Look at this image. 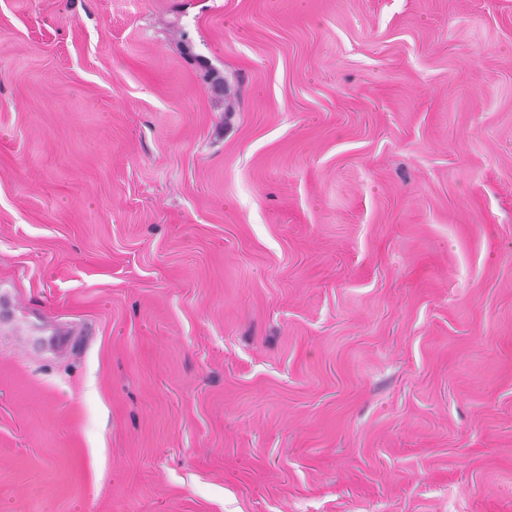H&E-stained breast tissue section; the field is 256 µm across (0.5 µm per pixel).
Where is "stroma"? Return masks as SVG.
<instances>
[{
    "label": "stroma",
    "instance_id": "obj_1",
    "mask_svg": "<svg viewBox=\"0 0 512 512\" xmlns=\"http://www.w3.org/2000/svg\"><path fill=\"white\" fill-rule=\"evenodd\" d=\"M0 512H512V0H0Z\"/></svg>",
    "mask_w": 512,
    "mask_h": 512
}]
</instances>
